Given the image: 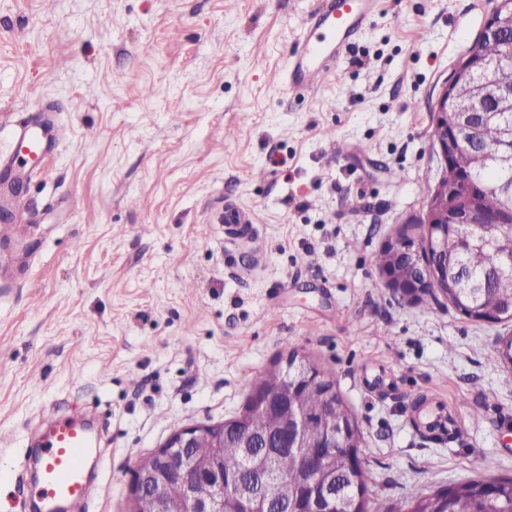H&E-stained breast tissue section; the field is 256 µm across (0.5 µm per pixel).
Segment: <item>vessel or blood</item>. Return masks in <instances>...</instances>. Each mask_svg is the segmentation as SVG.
<instances>
[{
	"mask_svg": "<svg viewBox=\"0 0 512 512\" xmlns=\"http://www.w3.org/2000/svg\"><path fill=\"white\" fill-rule=\"evenodd\" d=\"M378 5L379 0H319L306 17L288 60L285 80L290 91L301 95L322 84ZM56 126V110L49 104L43 105L38 115L15 122L11 145L0 152V163L17 167L30 177L38 175L58 148ZM44 427L43 462L33 489L43 512H55L62 501H92L97 485L86 472L91 446L87 428L55 418L47 419Z\"/></svg>",
	"mask_w": 512,
	"mask_h": 512,
	"instance_id": "b4317fda",
	"label": "vessel or blood"
}]
</instances>
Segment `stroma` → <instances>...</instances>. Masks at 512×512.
<instances>
[{
  "label": "stroma",
  "mask_w": 512,
  "mask_h": 512,
  "mask_svg": "<svg viewBox=\"0 0 512 512\" xmlns=\"http://www.w3.org/2000/svg\"><path fill=\"white\" fill-rule=\"evenodd\" d=\"M317 0H0V149L55 107L63 139L0 242V506L23 512L51 415L94 417L100 495L182 427L241 415L297 352L329 370L378 498L406 512L512 478V337L391 288L377 254L421 237L443 161L436 101L493 0H381L315 91L284 80ZM124 75L114 84L113 75ZM231 202L253 226L227 239ZM450 416L432 434L421 400Z\"/></svg>",
  "instance_id": "stroma-1"
}]
</instances>
